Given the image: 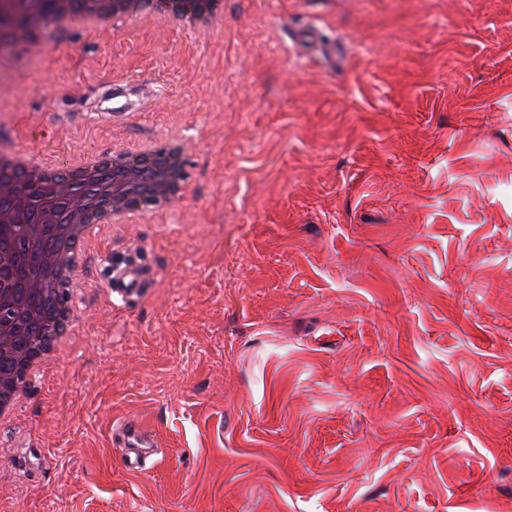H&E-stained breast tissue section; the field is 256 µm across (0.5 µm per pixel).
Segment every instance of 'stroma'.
<instances>
[{"label": "stroma", "instance_id": "1", "mask_svg": "<svg viewBox=\"0 0 512 512\" xmlns=\"http://www.w3.org/2000/svg\"><path fill=\"white\" fill-rule=\"evenodd\" d=\"M222 2L0 67V140L173 134L188 176L90 245L78 334L0 425V512H512V0ZM137 251L157 274L113 300ZM161 18L164 22L167 23L173 20H177L180 22L189 23L190 25H194L199 29L213 28L220 25L222 22L221 14H219L217 11H206L201 15L196 12H191L184 16H177L171 13H163L161 14ZM152 271L149 258L143 252L113 258L106 278V288L122 300L137 299L142 296ZM114 442L117 448H121L126 470H147V460L152 455L151 448H154V443L149 429L141 420L130 417L118 424L114 430Z\"/></svg>", "mask_w": 512, "mask_h": 512}]
</instances>
